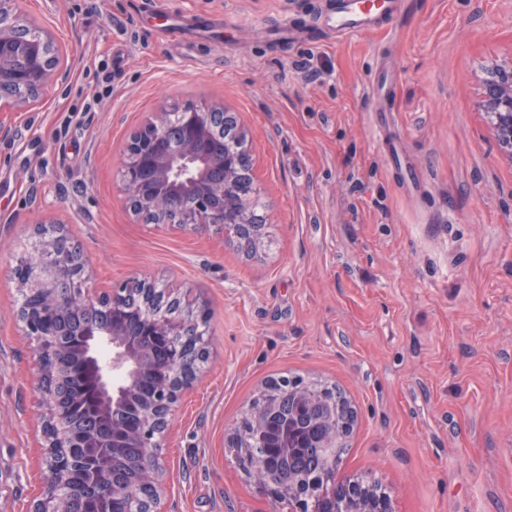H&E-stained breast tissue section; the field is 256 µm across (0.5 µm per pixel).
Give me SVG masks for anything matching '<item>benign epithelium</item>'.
<instances>
[{
  "label": "benign epithelium",
  "mask_w": 512,
  "mask_h": 512,
  "mask_svg": "<svg viewBox=\"0 0 512 512\" xmlns=\"http://www.w3.org/2000/svg\"><path fill=\"white\" fill-rule=\"evenodd\" d=\"M22 2L0 0V97L11 96L10 102L0 103V111L30 108L65 74V58L51 55L50 32L37 39L14 33ZM482 107L501 152L512 161V64L488 72ZM241 138L235 113L221 107L188 105L175 113L163 108L151 114L121 152L119 175L130 209L151 212L158 224H169L174 216L185 226H218L224 238L255 247L265 236L266 217L255 204L253 165L248 151L239 146ZM14 274L20 294L44 300L39 322L23 326L26 335L40 336L38 365L48 352L73 348L81 361L97 359L95 397L100 409L112 415V457L123 448L142 449V483H112V501L141 493L156 505L163 474L157 448L178 401L197 378L192 360H200L206 348L209 315L156 307V285L145 278L98 297L84 291L72 308V290L83 287L89 276L84 258L57 255L52 240L44 236L17 258ZM106 305L112 309L110 327L98 324L99 310ZM70 309L85 316V330L66 343L56 339V316ZM323 392L298 379L273 383L267 389L271 398L250 405L243 430L230 434V447L240 457L257 441L269 449L247 472L276 499L301 506V512H306L308 500L316 501L313 512H337L342 496L352 493L366 500L363 512H390L387 500L369 497L340 475L336 447L352 432L356 410L346 396L335 392L326 400ZM44 398L50 407L44 428L67 431L64 411L50 395ZM311 451L327 468L320 488L306 484L294 468L295 458ZM34 512L65 508L50 490L35 503Z\"/></svg>",
  "instance_id": "benign-epithelium-1"
}]
</instances>
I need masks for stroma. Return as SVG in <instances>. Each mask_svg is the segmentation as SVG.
<instances>
[{
  "label": "stroma",
  "instance_id": "obj_1",
  "mask_svg": "<svg viewBox=\"0 0 512 512\" xmlns=\"http://www.w3.org/2000/svg\"><path fill=\"white\" fill-rule=\"evenodd\" d=\"M336 2L25 0L67 73L0 112V512H31L48 482L13 275L42 226L81 246L91 291L146 278L211 314L161 440L160 512H289L228 446L284 377L352 401L341 472L372 474L392 512H512V162L480 107L485 70L512 62V0H394L345 38L321 18ZM201 102L247 132L256 253L125 202L130 135Z\"/></svg>",
  "mask_w": 512,
  "mask_h": 512
}]
</instances>
